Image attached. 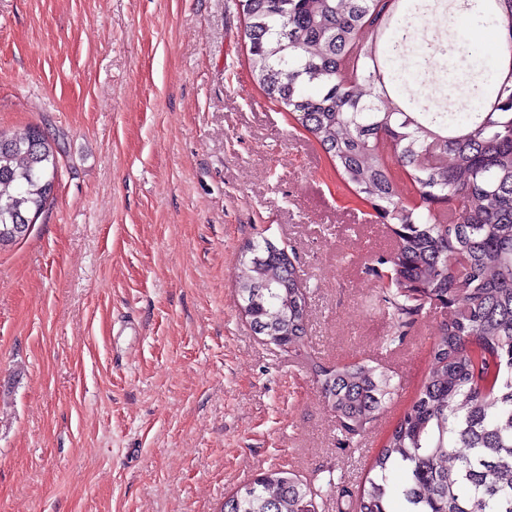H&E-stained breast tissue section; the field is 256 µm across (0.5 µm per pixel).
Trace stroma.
Returning <instances> with one entry per match:
<instances>
[{"instance_id": "stroma-1", "label": "stroma", "mask_w": 512, "mask_h": 512, "mask_svg": "<svg viewBox=\"0 0 512 512\" xmlns=\"http://www.w3.org/2000/svg\"><path fill=\"white\" fill-rule=\"evenodd\" d=\"M59 154L54 199L0 247V512H220L271 467L357 491L448 318L402 338L369 273L389 225L249 72L234 0H0V130ZM294 252L307 335L239 310L246 241ZM397 392L344 443L320 369Z\"/></svg>"}]
</instances>
